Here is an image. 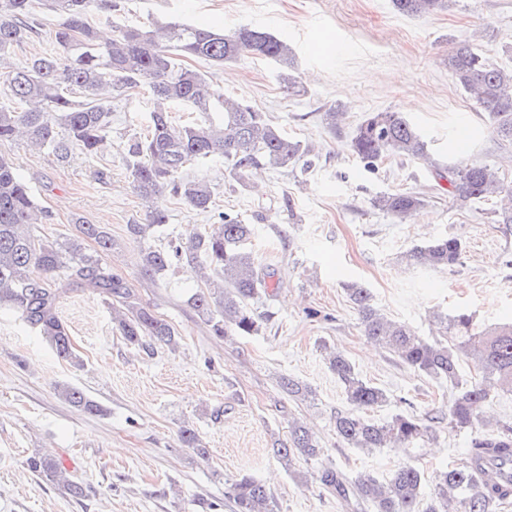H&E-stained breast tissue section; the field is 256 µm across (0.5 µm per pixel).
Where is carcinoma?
I'll list each match as a JSON object with an SVG mask.
<instances>
[{
  "label": "carcinoma",
  "instance_id": "1",
  "mask_svg": "<svg viewBox=\"0 0 512 512\" xmlns=\"http://www.w3.org/2000/svg\"><path fill=\"white\" fill-rule=\"evenodd\" d=\"M392 3L399 13L417 16L445 10L449 0ZM38 7L59 16L60 23L47 49L0 77L11 102L0 106V141L23 133L30 147L49 150L61 159L68 158L74 148L94 157L109 140L112 99L148 82L153 101L150 122L146 134L132 139L126 149L133 189L148 203L146 223L127 225L131 240L141 243L168 223V211L157 205L166 193L194 211L213 210L211 183L203 176L186 174L194 164L220 161L243 186L248 173L263 166L288 169L302 161L312 164L311 144L289 136L265 113L214 88L199 69L183 63L187 57L217 65L247 56L269 60L281 67L283 87L297 95L304 87L294 75L292 51L271 32L176 22L153 29L118 24L116 36L102 44L92 17L112 12L114 0H0V61L37 34ZM448 71L488 113L495 136L512 142V69L498 66L475 45L463 42L453 47ZM180 110L196 112L198 118L175 130L171 114ZM350 149L368 170L384 158L421 161L439 180L448 182V193L458 206L490 201L494 222L512 224V181L505 182L499 168L484 163L438 162L425 136L400 112L371 113L357 127ZM423 205V197L413 192L385 193L374 201L375 207L400 223ZM217 219L216 226L187 243L172 244L167 251L141 250V272L154 281L177 260L201 283L188 304L209 331L229 339L252 336L260 330L252 302L269 287L268 275L250 248L256 227L222 212ZM51 220L52 215L35 202L14 162L0 155V304L38 330L62 360H73L74 352L59 300L78 288H89L118 303L112 308V319L129 344L146 350L175 349L174 328L151 307L135 302L125 281L101 261L100 254L115 246L104 227L78 221L75 234L64 243L34 234L32 225ZM86 240L96 243L97 253L86 252ZM464 254L461 240L448 236L412 248L406 258L425 268L451 270L462 265ZM346 293L356 306L364 335L401 364L458 389L440 410L438 422H448L452 431L472 433L471 448L466 465L441 472L427 503L422 502L424 474L412 461L397 464L387 480L368 474L350 481L329 470L320 477L321 484L350 512L367 506L374 512H499L512 499V425L499 423L490 432L480 412L481 403L502 393L512 395V324L477 333L473 317L458 312L442 317L440 337L428 339L382 312L363 284L347 285ZM469 360L477 367L475 378L463 373L462 365ZM325 363L350 406L335 417L336 436L345 444L363 450L407 448L432 435V427L421 415L401 413L383 422L365 415L369 409L387 405L386 391L363 380L340 352L328 353ZM279 385L296 401L311 397V389L293 378L282 376ZM60 395L85 413L100 412L99 405L78 387L65 386ZM178 441L206 456L194 428L182 427ZM320 452L314 433L298 421L289 424L288 442H279L273 449L288 470L295 458H313ZM26 464L72 495H83V485L69 478L70 471L59 460L36 455ZM229 497L235 512H276L270 490L249 474L230 483Z\"/></svg>",
  "mask_w": 512,
  "mask_h": 512
}]
</instances>
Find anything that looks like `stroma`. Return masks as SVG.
<instances>
[{
  "mask_svg": "<svg viewBox=\"0 0 512 512\" xmlns=\"http://www.w3.org/2000/svg\"><path fill=\"white\" fill-rule=\"evenodd\" d=\"M117 3V11L94 16L98 34L113 35L118 22L214 23L260 26L288 42L303 95L284 90L271 61L245 57L203 71L224 92L315 144L318 155L308 168L261 170L254 189L228 177L223 166L202 167L217 208L256 225L251 249L261 266L275 271L273 296L254 302L259 332L230 343L213 336L190 308L197 288L190 272L176 263L157 280L143 278L141 246L127 237V225L145 214L131 187L125 144L149 120L147 86L113 101L112 136L96 157L75 150L61 160L20 139L0 142V154L12 159L52 214L38 233L64 240L77 217L103 225L116 242L104 262L178 333L173 351L159 347L150 354L130 346L110 301L81 289L60 302L77 356L71 364L0 307V512H233L227 487L245 472L269 487L276 512H342L321 485L322 472L385 477L408 455L424 473V494H431L447 465L466 463L469 434L440 424L404 455L348 447L334 428L337 410L348 404L323 348L342 351L364 379L386 389L389 403L375 418L439 407L451 394L448 384L397 363L364 336L345 286L371 288L384 313L424 337L437 335L441 316L458 311L471 314L478 331L511 322L512 224L494 223L486 202L457 207L447 183L420 162L389 160L364 169L349 144L368 113L394 111L428 135L433 154L451 160L457 153L450 133L461 125L472 133L468 158L499 166L512 181V143L491 134L482 109L448 71V53L463 40L512 68V0H451L447 10L425 16L398 14L391 0ZM332 108L346 115L334 130L324 121ZM392 191L418 193L425 205L397 222L374 205ZM159 203L170 220L149 239L152 248L187 242L211 225L171 196ZM448 235L465 247L461 266L433 270L406 260L411 247ZM283 375L310 387L312 400L289 401L278 387ZM67 385L82 388L102 415L69 405L60 395ZM294 416L315 432L322 452L288 470L272 448L287 441ZM188 424L197 428L208 458L180 446L179 430ZM38 453L73 458L72 475L84 495L34 475L26 460ZM299 472L306 482L296 480Z\"/></svg>",
  "mask_w": 512,
  "mask_h": 512,
  "instance_id": "1",
  "label": "stroma"
}]
</instances>
